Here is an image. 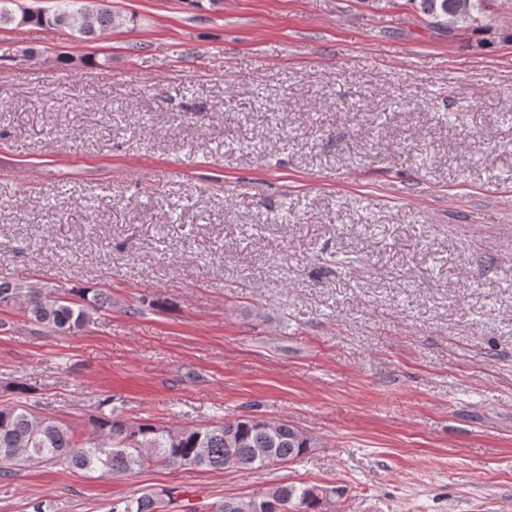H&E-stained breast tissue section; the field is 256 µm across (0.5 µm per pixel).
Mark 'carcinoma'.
Instances as JSON below:
<instances>
[{
	"instance_id": "obj_1",
	"label": "carcinoma",
	"mask_w": 512,
	"mask_h": 512,
	"mask_svg": "<svg viewBox=\"0 0 512 512\" xmlns=\"http://www.w3.org/2000/svg\"><path fill=\"white\" fill-rule=\"evenodd\" d=\"M14 0H0V25L64 26L91 40L120 23L108 5H87V0H55L53 10L8 7ZM431 22L448 28V36L462 29H477L498 9L512 7V0H408ZM25 299V314L32 324L48 332L78 330L90 314L112 304L105 294L82 303L66 297L45 300L19 282L0 281V305ZM28 401L0 405V479H8L31 463L63 470L99 472L103 476L126 475L155 464L184 468L259 470L306 454L312 437L286 422H272L240 415L229 421L195 429L175 430L162 424L128 422L100 412L92 421V433L75 440L72 427L63 420L41 415ZM274 501L282 512H324L322 502L332 504L328 488L309 484H280L248 497H226L208 512H257V506ZM163 500L144 493L112 503L108 512H160Z\"/></svg>"
}]
</instances>
